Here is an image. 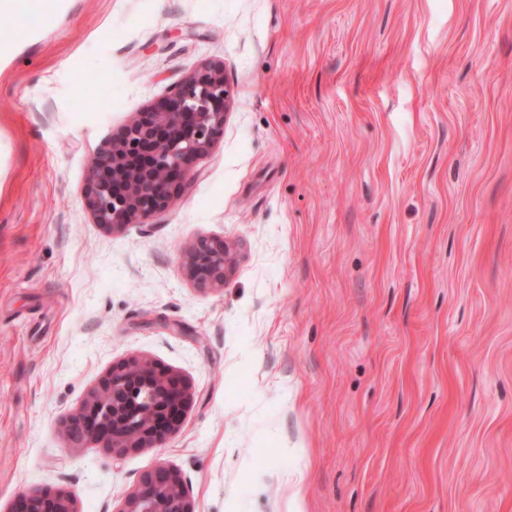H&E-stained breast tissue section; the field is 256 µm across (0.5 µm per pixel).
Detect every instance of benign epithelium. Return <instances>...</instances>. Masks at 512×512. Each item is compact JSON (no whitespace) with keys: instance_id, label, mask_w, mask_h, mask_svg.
<instances>
[{"instance_id":"7a95c632","label":"benign epithelium","mask_w":512,"mask_h":512,"mask_svg":"<svg viewBox=\"0 0 512 512\" xmlns=\"http://www.w3.org/2000/svg\"><path fill=\"white\" fill-rule=\"evenodd\" d=\"M234 92L224 64L209 63L179 83L161 102L135 115L118 137L104 140L92 158L84 201L96 223L116 230L143 224L168 207L190 178L195 160L224 129ZM183 262L201 285L221 289L237 264L236 250L221 239L186 247ZM193 402L189 383L133 357L108 371L62 423L71 448L88 445L122 455L152 448L176 433ZM12 512H80L61 489H32ZM117 512H194L181 471L160 463L140 475Z\"/></svg>"}]
</instances>
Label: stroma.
<instances>
[{"label":"stroma","instance_id":"1","mask_svg":"<svg viewBox=\"0 0 512 512\" xmlns=\"http://www.w3.org/2000/svg\"><path fill=\"white\" fill-rule=\"evenodd\" d=\"M1 34L0 512H116L162 462L195 512H512V0H16ZM208 62L234 104L181 197L97 224L92 154ZM133 356L190 383L179 431L65 447ZM183 262L190 274L201 285L221 289L227 273L237 264V252L221 239L202 238L186 247ZM11 512H80V510L71 492L37 488L20 495Z\"/></svg>","mask_w":512,"mask_h":512}]
</instances>
